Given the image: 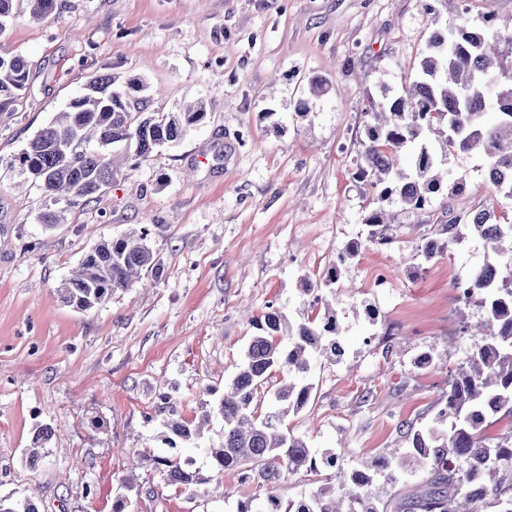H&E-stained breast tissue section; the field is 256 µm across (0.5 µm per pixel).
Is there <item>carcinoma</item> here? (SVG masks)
<instances>
[{
  "mask_svg": "<svg viewBox=\"0 0 512 512\" xmlns=\"http://www.w3.org/2000/svg\"><path fill=\"white\" fill-rule=\"evenodd\" d=\"M35 17L50 15L56 0H26ZM457 9L462 23L437 29L414 76L395 95L384 94L373 105V122L366 127L360 169L375 191L374 207L364 218L368 241L386 244L391 219L386 202L395 197L406 209L423 210L448 184V170L438 155L480 153L487 159L492 186L512 196V27L494 17L472 28L463 22L468 9ZM28 64L19 55L0 54V112H10L27 88ZM141 86L112 89V76L100 75L87 92L73 99L57 120L39 129L18 156L19 170L40 183L53 203L77 204L100 194L112 182L117 167L104 149L122 144L135 156L147 157L157 146L183 138L207 114L200 99L183 112H148ZM96 142L101 150L80 146ZM447 242L457 243L468 231L487 247L484 263L467 277L464 305L479 304L483 316L476 326L462 322L483 336L448 379V398L433 424L406 425L411 451L382 456L376 470H344L336 454L312 456L306 441L282 429L289 415L308 405L312 384L307 382L317 356L340 357L336 342V312L325 309L319 318L292 322L280 311L255 319L258 333L248 343L242 362L208 421L217 414L224 435L217 447L204 448L209 471L222 474L247 464L259 466L266 486L262 500L248 498L236 512H512V431L502 437L487 435L493 423L512 420V218L499 221L485 209L462 224L452 218L441 225ZM154 255L146 231L99 241L64 280L58 294L76 311L104 304L118 288L133 287L141 271L151 267ZM270 388L274 406L262 410L261 389ZM162 444H196L202 427L184 417L165 423ZM52 431L43 427L33 437L28 459H41ZM140 463L165 467L168 480L198 486L210 476L195 460L161 453H137ZM330 470L334 490L318 489L309 498L283 504L276 487L285 475L301 470L318 474ZM424 473L410 497L381 500L369 487L375 476L395 470Z\"/></svg>",
  "mask_w": 512,
  "mask_h": 512,
  "instance_id": "carcinoma-1",
  "label": "carcinoma"
}]
</instances>
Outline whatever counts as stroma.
I'll return each mask as SVG.
<instances>
[{
	"mask_svg": "<svg viewBox=\"0 0 512 512\" xmlns=\"http://www.w3.org/2000/svg\"><path fill=\"white\" fill-rule=\"evenodd\" d=\"M433 2L56 0L46 19L7 20L0 51L22 55L30 76L13 111L0 113V499L112 512L130 449L159 448L170 410L201 417L240 364L253 318L316 316L310 285L354 243L358 257L323 290L344 354L316 364L311 399L288 427L347 470L406 451L402 423L432 421L449 375L480 342L459 323L460 312L473 320L480 310L463 307L453 284L487 252L469 236L427 262L416 246L454 216L512 215L484 159L451 154L444 164L458 188L399 212L388 244L366 240L367 111L417 70L435 29L457 24ZM106 74L121 90L143 80L150 111L204 99L207 117L180 142L127 157L105 191L47 226L42 189L13 162ZM315 77L327 81L318 95L308 91ZM141 228L159 272L143 271L141 286L91 311L61 302L58 286L98 241ZM381 269L389 288L374 285ZM42 426L52 430L48 454L32 465ZM136 474L131 512H236L266 493L238 470L190 487L151 465Z\"/></svg>",
	"mask_w": 512,
	"mask_h": 512,
	"instance_id": "obj_1",
	"label": "stroma"
}]
</instances>
